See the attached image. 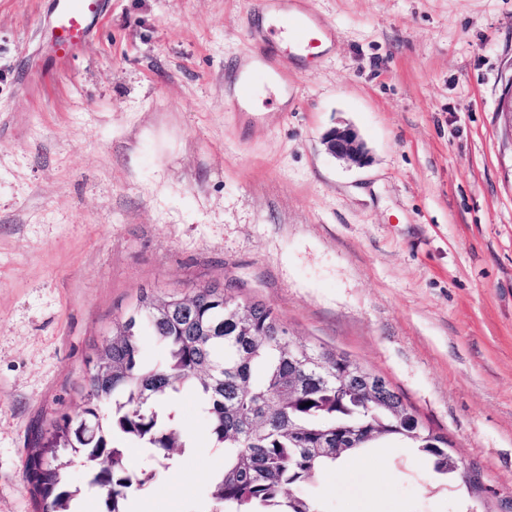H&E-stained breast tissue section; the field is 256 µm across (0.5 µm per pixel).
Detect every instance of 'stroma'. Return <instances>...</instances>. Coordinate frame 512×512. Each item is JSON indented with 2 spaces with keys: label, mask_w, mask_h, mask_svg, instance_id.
I'll return each instance as SVG.
<instances>
[{
  "label": "stroma",
  "mask_w": 512,
  "mask_h": 512,
  "mask_svg": "<svg viewBox=\"0 0 512 512\" xmlns=\"http://www.w3.org/2000/svg\"><path fill=\"white\" fill-rule=\"evenodd\" d=\"M310 2L325 54L240 110L249 0H105L66 59L53 0H0V512H35L33 433L141 290L207 283L383 376L482 485L392 442L305 485L320 512H512V0ZM348 124L365 166L323 144ZM170 409L194 443L131 512L211 508L224 452Z\"/></svg>",
  "instance_id": "stroma-1"
}]
</instances>
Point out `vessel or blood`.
Returning a JSON list of instances; mask_svg holds the SVG:
<instances>
[{
    "instance_id": "vessel-or-blood-1",
    "label": "vessel or blood",
    "mask_w": 512,
    "mask_h": 512,
    "mask_svg": "<svg viewBox=\"0 0 512 512\" xmlns=\"http://www.w3.org/2000/svg\"><path fill=\"white\" fill-rule=\"evenodd\" d=\"M102 13V0H54L52 36L59 57L67 58L84 43L93 21ZM286 35L292 57L314 56L325 41L333 37L329 24L319 21L309 8L293 6L278 17L271 29L252 36V51L259 67L274 68L276 48L273 35Z\"/></svg>"
}]
</instances>
